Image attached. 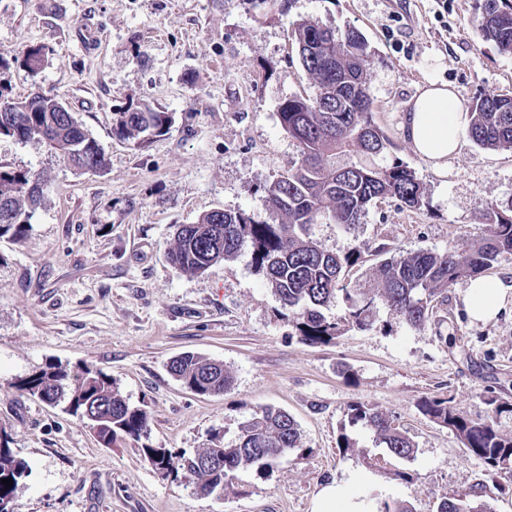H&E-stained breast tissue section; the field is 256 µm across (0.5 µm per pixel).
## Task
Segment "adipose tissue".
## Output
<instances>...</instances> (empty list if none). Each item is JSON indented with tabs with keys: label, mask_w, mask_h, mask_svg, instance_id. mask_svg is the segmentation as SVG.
<instances>
[{
	"label": "adipose tissue",
	"mask_w": 512,
	"mask_h": 512,
	"mask_svg": "<svg viewBox=\"0 0 512 512\" xmlns=\"http://www.w3.org/2000/svg\"><path fill=\"white\" fill-rule=\"evenodd\" d=\"M468 126L467 110L447 86L431 83L413 97L405 114L404 133L411 149L442 171L458 152ZM463 303L471 320L491 321L512 303V282L497 276L472 279L464 291ZM313 512H361L358 486L347 481L322 487Z\"/></svg>",
	"instance_id": "1"
}]
</instances>
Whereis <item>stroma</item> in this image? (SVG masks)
I'll return each instance as SVG.
<instances>
[{
    "instance_id": "1",
    "label": "stroma",
    "mask_w": 512,
    "mask_h": 512,
    "mask_svg": "<svg viewBox=\"0 0 512 512\" xmlns=\"http://www.w3.org/2000/svg\"><path fill=\"white\" fill-rule=\"evenodd\" d=\"M479 16L477 0H0V52L10 58L0 93L55 96L107 159L103 172H80L43 143L0 137L1 168L44 181L25 235L0 238V441L29 466L16 512H312L322 486L360 474L364 512L378 500L437 512L445 498L477 491L494 512H512V475L419 410L424 398H447L512 434V414L488 404L512 401V304L472 321L460 282L423 328L380 305L370 327L308 345L250 250L202 275L167 258L176 226L213 210L268 219L266 190L298 155L278 105L316 93L289 38L303 18L366 36L385 158L406 163L425 191L417 211L382 200L361 224L313 226L330 252L360 248L349 286L377 293L379 247L445 253L480 234L481 214L512 206V153L467 138L438 172L402 129L428 82L447 84L464 107L512 88V54L483 41ZM85 23L102 35L96 48L77 39ZM29 46L48 51L34 74L17 60ZM146 104L171 115L169 130L117 138L114 118ZM188 352L223 362L230 387L210 397L187 391L169 362ZM49 364L110 376L147 411L145 442L156 448L192 453L217 434L234 441L264 406L295 418L301 446L266 477L241 472L203 495L184 476L155 470L136 441L103 446L86 420L17 389ZM357 401L405 431L414 456L398 458L349 425ZM344 434L355 444L348 453L338 447Z\"/></svg>"
}]
</instances>
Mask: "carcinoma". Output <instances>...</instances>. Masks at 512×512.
Returning <instances> with one entry per match:
<instances>
[{"mask_svg":"<svg viewBox=\"0 0 512 512\" xmlns=\"http://www.w3.org/2000/svg\"><path fill=\"white\" fill-rule=\"evenodd\" d=\"M483 37L503 53L512 54V0H482ZM292 43L302 66L317 87L314 97L293 96L279 108L280 126L295 140L298 158L267 190L270 219L257 221L244 212H209L195 224H181L175 231L171 263L193 275L227 260L244 248L251 250L268 287L288 308L308 344L328 343L347 323L359 328L371 325L375 300L410 326L421 328L435 304L457 282L474 278L512 255V207L489 208L482 215L484 230L447 253H400L378 265L383 284L379 297L343 285L345 272L361 257L355 247L344 254L323 249L312 237V226L325 219L346 227L362 222L374 203L393 199L402 208L419 209L424 188L415 172L400 161L385 163L381 157L390 145L373 119V101L366 71L369 44L355 27L344 31L316 20L294 23ZM36 111L21 112L18 121L0 126V137L21 142H45L66 162L73 152L96 158L103 169L106 159L97 140L71 112L56 111L58 99L39 92L30 94ZM468 134L479 147L512 150V90L493 91L469 104ZM170 116L148 106L122 112L113 133L124 140H137L145 133L162 134ZM28 173L0 169V207L10 210L12 221L0 223V237H21L25 232V208L41 201L29 193ZM343 293L344 315L325 314ZM171 374L196 395H218L230 382L224 365L195 354H183L170 362ZM16 388L40 401L66 403L65 410L81 418L87 406H97L98 419L90 421L98 441L105 447L118 438L135 441L147 431L145 410L132 408L114 387L112 379L90 368L73 375L59 365H49L21 379ZM422 413L449 428L465 450L484 460L497 472L512 465V436L493 423L462 414L446 399L426 398ZM348 422L373 432L376 440L394 456H414L411 439L378 410L364 403L347 408ZM215 435L211 446L189 455L167 448L143 445L141 457L157 470L183 473L196 480L198 490L213 494L241 471L266 476L274 466L300 447L301 431L287 412L266 407L239 427L236 439L221 443ZM28 464L0 443V480L12 478V487L0 483V512H15L13 494ZM437 512H492L485 502L457 496L440 503Z\"/></svg>","mask_w":512,"mask_h":512,"instance_id":"carcinoma-1","label":"carcinoma"}]
</instances>
